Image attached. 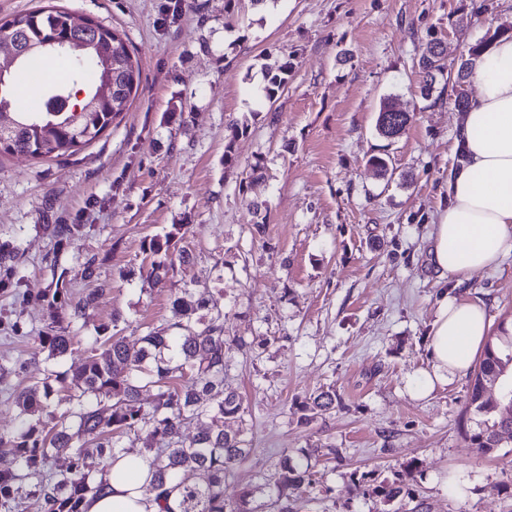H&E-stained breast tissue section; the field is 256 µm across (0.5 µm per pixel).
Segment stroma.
I'll use <instances>...</instances> for the list:
<instances>
[{"instance_id":"1","label":"stroma","mask_w":512,"mask_h":512,"mask_svg":"<svg viewBox=\"0 0 512 512\" xmlns=\"http://www.w3.org/2000/svg\"><path fill=\"white\" fill-rule=\"evenodd\" d=\"M52 6L125 34L141 81L73 155L0 154V245L16 252L0 288V429L7 398L54 365L32 354L51 329L41 297L54 269L72 296L105 291L61 371L80 366L101 326L138 344L192 288L223 298L224 333L245 343L224 370L245 420L224 428L243 430L252 451L226 477V501L249 489L256 512H270L286 451L317 474L303 512H512V443L483 454L464 434L470 375L421 400L407 392L427 366L441 286L430 230L460 164L462 120L448 94L421 95L418 60L437 38L455 72L471 45L512 25V0H0V19ZM266 59L292 65L272 103L260 90ZM388 97L413 116L394 141L375 130ZM242 119L247 132L228 142ZM51 224L83 230L59 243ZM174 224L190 227L180 245L191 259L151 287L142 244ZM448 291L481 299L492 326L511 324L512 255ZM322 390L334 407L305 419ZM386 482L406 498L381 502L373 490Z\"/></svg>"}]
</instances>
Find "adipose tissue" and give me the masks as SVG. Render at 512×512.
I'll list each match as a JSON object with an SVG mask.
<instances>
[{"mask_svg":"<svg viewBox=\"0 0 512 512\" xmlns=\"http://www.w3.org/2000/svg\"><path fill=\"white\" fill-rule=\"evenodd\" d=\"M475 78L478 92L458 134L466 162L449 181L448 204L431 231L434 263L444 282H463L512 254V37L489 45ZM489 328L482 301L441 293L427 334V367L410 386V396L427 397L466 373ZM150 478L145 467H132L130 457L119 458L84 512H160L142 492Z\"/></svg>","mask_w":512,"mask_h":512,"instance_id":"1","label":"adipose tissue"}]
</instances>
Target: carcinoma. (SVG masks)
I'll return each instance as SVG.
<instances>
[{"mask_svg": "<svg viewBox=\"0 0 512 512\" xmlns=\"http://www.w3.org/2000/svg\"><path fill=\"white\" fill-rule=\"evenodd\" d=\"M23 19L28 22L30 39L40 43L63 34L70 15L52 8ZM100 29L112 35L110 66L127 78L124 88H108L107 94L85 112H30L20 107L11 114L0 111V137L9 140L3 152L42 160L72 155L97 139L127 109L140 83L139 65L121 33L103 25ZM511 32V28L501 27L470 46L457 71L471 77L489 44ZM433 44L432 39L427 42L418 62L421 94L425 97L432 96L444 78L445 66L433 52ZM291 69L286 62L262 67L267 100H273L285 87ZM26 70L19 63L11 68V85L0 89V108L15 103L16 77ZM72 71L77 78L90 77L87 88L95 92L104 84L106 68L94 49L72 56ZM394 108V103L387 100L379 111L381 117L399 119L391 130L386 129L383 120H377L378 133L385 139L393 133H404L411 122L410 113ZM246 129V119L230 126L224 164L235 162L232 144ZM83 229L82 224L47 226L59 243ZM189 232V225L174 224L164 235L143 243L155 285L165 286L175 259H189L186 251L176 249ZM105 292L97 288L74 300L61 274L44 301L74 327L97 307ZM172 312L173 322L164 329L149 330L137 348L114 334L92 337L86 359L77 370L70 374L48 370L42 386L28 387L13 398L14 424L0 430V446L14 448L13 458L0 464V498L6 500L32 486L38 512H81L82 502L102 491L98 477L121 453L120 438L146 427L155 444L142 451L143 462L152 475L143 491L162 504V512H253L249 490L243 491L234 504L224 500L225 477L251 452L241 434L224 431L225 420L244 418L239 396L224 391V367L229 352L245 347V343L224 336V302L217 297H198L193 289L183 288L172 301ZM73 344L74 337L64 331L38 337V351L48 350L52 359L66 355ZM497 377L502 392L498 400L491 401L484 397L485 383ZM54 382L66 385L69 392L71 407L61 414L47 403ZM145 388L156 389L149 409L140 400ZM466 412L474 420V427L468 430L469 440L483 453L493 452L506 439L512 440V334L504 328L497 341L485 347L471 380ZM189 425L197 432L188 440L184 430ZM62 448L72 450L73 463L65 471H54L49 467L50 460ZM191 470L204 472L205 483H186L183 475ZM270 482L277 512H295L300 502L295 491L305 484L312 485L313 472L304 459L284 451Z\"/></svg>", "mask_w": 512, "mask_h": 512, "instance_id": "cac0c4a2", "label": "carcinoma"}]
</instances>
